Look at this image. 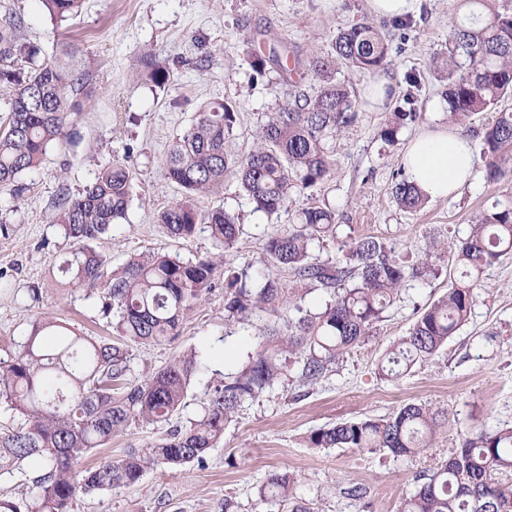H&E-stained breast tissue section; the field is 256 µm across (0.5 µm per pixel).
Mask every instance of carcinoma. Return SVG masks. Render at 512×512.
<instances>
[{"label": "carcinoma", "instance_id": "obj_1", "mask_svg": "<svg viewBox=\"0 0 512 512\" xmlns=\"http://www.w3.org/2000/svg\"><path fill=\"white\" fill-rule=\"evenodd\" d=\"M83 0H38L55 23L78 14ZM463 17L448 31V121L481 138L486 177L502 176L500 155L512 151V112L499 111L481 130L470 121L512 95V13L497 0H461ZM20 18L0 22V92L7 90L6 117L0 121V192L20 191L18 179L38 168L49 148L65 136L69 114L81 110L84 78L67 47L37 62L39 50L23 37ZM390 51L386 25L356 23L337 32L334 54L309 63L320 77L317 92L302 91L268 117L258 144L239 158L227 149L226 136L236 122L233 107L214 100L199 107L191 125L169 146L168 178L180 198L157 215L167 235L186 240L207 232L222 252L240 231L235 216L222 207L204 209L199 199L224 184L235 169L242 191L267 214L288 209L296 189H309L330 176L335 165L332 144L358 121L355 100L345 83L334 79L336 66L358 71L382 68ZM418 113H390L379 137L392 145ZM133 171L120 161L105 166L76 197L56 205L53 223L76 248L61 272L70 288L99 292L100 312L117 340L93 338L79 329L41 317L31 325L18 354L0 360V405L17 424H0V475L41 463L35 493L21 499L0 497V512H73L80 493L132 486L159 468L202 463L224 436L238 408L274 387L291 356L300 353L301 379L314 383L359 345L381 321L414 278L436 273L440 255L412 267L397 247L372 235L349 237L334 259L312 254L315 240L336 238L339 224L328 205L303 208L287 232L268 237L263 249L269 266L260 283L247 274L233 276L225 293L227 316L244 320L256 308L295 310L285 327H268L262 342L241 371L215 385L198 416L174 425L145 448H127L122 457L81 465L95 448L132 426L171 423L184 406L192 377L201 362L195 353L175 357L142 381L127 378L129 344H150L180 333L184 321L214 284L219 263L184 260L177 254L147 252L122 267L98 249L112 225L126 217L132 199ZM392 193L399 207L419 209L427 200L405 171L396 172ZM512 253V198L496 201L477 214L469 234L455 244L461 276L420 313L407 334L386 353L381 373L397 379L428 360L467 321L483 288L485 270ZM288 271L294 281L324 289L331 301L312 311L278 277ZM435 417L425 407L407 404L383 419H361L320 428L307 437L310 448H356L413 456L435 433ZM512 427L472 429L437 469L416 476L415 489L398 512H512ZM263 502H283L290 512H310L297 501L295 479L274 474L258 489Z\"/></svg>", "mask_w": 512, "mask_h": 512}]
</instances>
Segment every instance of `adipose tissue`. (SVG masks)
<instances>
[{"label":"adipose tissue","mask_w":512,"mask_h":512,"mask_svg":"<svg viewBox=\"0 0 512 512\" xmlns=\"http://www.w3.org/2000/svg\"><path fill=\"white\" fill-rule=\"evenodd\" d=\"M403 166L410 181L428 197H448L473 174L471 142L457 129L441 127L422 132L407 144Z\"/></svg>","instance_id":"adipose-tissue-1"}]
</instances>
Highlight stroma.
I'll use <instances>...</instances> for the list:
<instances>
[{
  "instance_id": "1",
  "label": "stroma",
  "mask_w": 512,
  "mask_h": 512,
  "mask_svg": "<svg viewBox=\"0 0 512 512\" xmlns=\"http://www.w3.org/2000/svg\"><path fill=\"white\" fill-rule=\"evenodd\" d=\"M459 3L417 0L414 26L391 38L385 69L391 85L384 104L372 105L364 95L372 73L337 66V80L355 92L358 123L337 137L331 176L293 198L294 208L329 205L337 222L351 225L355 234L399 244L409 264L441 247L437 278L409 282L400 302L345 355L333 375L310 387L292 377L244 402L205 464L161 468L132 486L78 495L74 512H222L228 498L237 512H289L257 497L258 487L278 473L296 478L297 495L311 512H397L416 475L447 459L462 432L512 426V256L485 271V287L466 324L430 360L393 381L378 374L386 352L460 277L451 248L467 234L473 216L512 196V152L501 162L506 176L500 181H487L482 166H475L455 194L427 200L415 211L402 210L392 195L393 173L408 142L448 123L439 68L448 58V30L460 16ZM15 13L24 18L25 40L40 47L43 57L55 55L61 44L75 46L89 93L44 164L21 176L22 192L0 193V358L5 360L20 349L32 322L44 316L97 336L104 333L98 297L60 285L58 265L72 248L52 221L61 199L82 191L112 160L125 161L133 171L132 203L126 221L113 225L103 244L113 266L148 251L185 259L213 256L208 233L176 242L155 222L156 213L180 195L165 170L171 142L188 128L201 104L220 99L238 111L227 148L246 156L257 144L260 126L287 97L290 81L280 78V62L291 68L290 80L314 90L320 82L308 69L310 59L331 53L340 28L375 19L367 0H84L76 17L57 25L36 0H0V21ZM148 52L162 67L164 83L145 71L142 60ZM258 55L266 59L261 73L253 66ZM410 72L421 77L414 102L419 117L390 146L379 131L389 113L402 106ZM200 205L224 207L242 224L224 266L251 277L263 269L266 239L289 228L287 215L255 210L232 170ZM224 292L223 278H216L179 336L130 348L135 380L189 350L201 355L204 367L190 385L177 423L198 415L214 386L242 369L248 352L275 322L272 313L259 310L244 322L226 320ZM408 403L428 407L442 419L420 454L305 443L313 430L346 420L382 419ZM165 432L162 426L131 427L94 449L85 463L119 458L125 449L150 445ZM353 486L362 488V498L348 495Z\"/></svg>"
}]
</instances>
